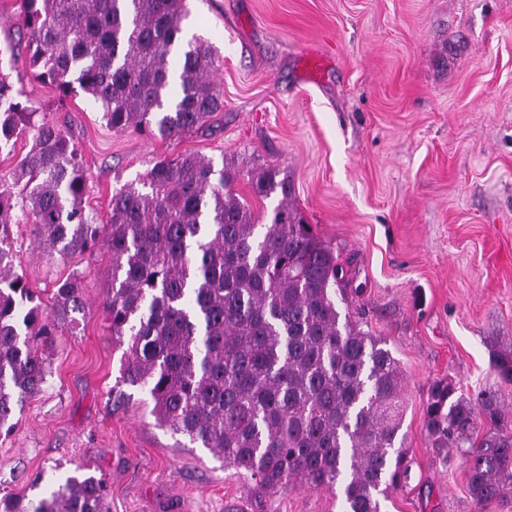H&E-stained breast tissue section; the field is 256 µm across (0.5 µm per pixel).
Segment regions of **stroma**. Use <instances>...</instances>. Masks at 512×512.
<instances>
[{"instance_id":"35a3bbf8","label":"stroma","mask_w":512,"mask_h":512,"mask_svg":"<svg viewBox=\"0 0 512 512\" xmlns=\"http://www.w3.org/2000/svg\"><path fill=\"white\" fill-rule=\"evenodd\" d=\"M189 10L184 38L215 50L224 95L202 134L116 132L83 93L60 98L27 71L15 0H0V72L36 120L72 134L97 223L115 190L183 153L287 174L290 204L352 276L351 318L386 339L403 370L410 475L381 512H475L461 452L432 447L425 408L441 379L467 395L498 390L512 407L491 365L512 344V0H190ZM308 55L324 63L319 82ZM11 245L44 303L77 277L86 306L60 321L43 391L0 434V496L44 495L84 464L107 480L108 512H342L340 490L297 481L255 498L223 459L178 447L157 425L146 390L121 382L106 248L49 256L23 222Z\"/></svg>"}]
</instances>
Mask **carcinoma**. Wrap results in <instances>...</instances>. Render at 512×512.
Returning a JSON list of instances; mask_svg holds the SVG:
<instances>
[{
    "label": "carcinoma",
    "mask_w": 512,
    "mask_h": 512,
    "mask_svg": "<svg viewBox=\"0 0 512 512\" xmlns=\"http://www.w3.org/2000/svg\"><path fill=\"white\" fill-rule=\"evenodd\" d=\"M33 76L60 96L73 83L114 131L162 139L208 127L224 106L211 80L217 54L182 44L187 0H18ZM0 74V149L28 128L33 145L0 180V430L47 381L54 318L84 309L81 282L66 280L51 312L14 269L13 210L31 217L37 248L51 255L112 254V335L129 337L122 382L145 388L158 426L224 458L256 497L299 481L343 491V512H380L409 465L398 438L404 379L386 341L350 317L348 280L333 249L288 203V180L269 166L220 168L192 153L155 162L112 194L109 218L86 216V175L73 137L34 122ZM258 202L281 195L271 212ZM512 384V346L494 354ZM485 428L474 438L477 426ZM425 428L437 448L462 449L475 512L512 495V410L493 390L464 395L436 381ZM108 485L67 477L48 496L0 497V512H106Z\"/></svg>",
    "instance_id": "cac0c4a2"
}]
</instances>
